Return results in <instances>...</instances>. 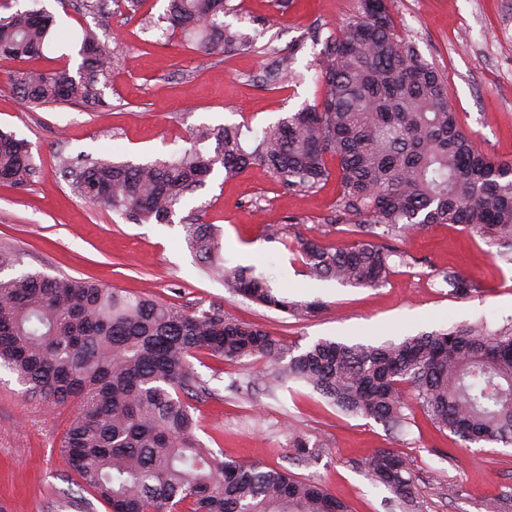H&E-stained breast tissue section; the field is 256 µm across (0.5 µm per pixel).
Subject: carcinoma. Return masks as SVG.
Here are the masks:
<instances>
[{"instance_id":"cac0c4a2","label":"carcinoma","mask_w":512,"mask_h":512,"mask_svg":"<svg viewBox=\"0 0 512 512\" xmlns=\"http://www.w3.org/2000/svg\"><path fill=\"white\" fill-rule=\"evenodd\" d=\"M226 0H168L154 22L201 54L249 44L224 23ZM55 19L40 10L0 16V57L42 54L57 46ZM302 43L276 60L288 78ZM77 75L62 67L10 77L34 104L103 107L110 48L83 30ZM326 91L314 106L265 128L251 147L233 125L198 126L178 158L133 164L77 156L64 163L77 196L133 224H169L176 209L214 171L224 178L262 165L298 191L328 180L336 160L337 207L363 221L360 239L328 248L299 237L293 246L307 276L343 285L387 281L393 252L367 237L405 236L430 224H460L512 255V161L479 150L448 103V86L416 48L397 39L387 0H359L357 13L324 42L317 58ZM215 140L214 153L198 144ZM33 171L28 144L0 132V182L21 184ZM188 247L206 269L243 297L294 317L322 309L271 287L251 268L224 266L221 233L186 225ZM256 358L268 383L297 379L353 416L398 432L416 402L433 423L468 442L512 443V326L476 323L374 346L319 339L289 348L257 325L213 307L188 312L119 288L41 272L0 277V365L30 397L53 410L72 404L60 454L111 512H348L322 485L288 472L224 457L197 438L194 402L204 385L192 360ZM371 479L415 510L414 482L395 450L368 461Z\"/></svg>"}]
</instances>
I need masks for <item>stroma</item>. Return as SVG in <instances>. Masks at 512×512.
<instances>
[{
    "instance_id": "stroma-1",
    "label": "stroma",
    "mask_w": 512,
    "mask_h": 512,
    "mask_svg": "<svg viewBox=\"0 0 512 512\" xmlns=\"http://www.w3.org/2000/svg\"><path fill=\"white\" fill-rule=\"evenodd\" d=\"M230 3L235 11L226 22L248 32L254 44L206 56L150 26L167 0H145L133 18L113 4L101 14L82 0L65 6L0 0L4 15L46 9L62 35L45 56L0 58V130L28 142L36 168L23 184L0 183V249L19 255L14 275L93 279L190 312L218 307L290 347L321 338L379 344L478 320L492 330L512 325V262L458 225L378 237L395 255L386 284L376 288L302 275L289 249L295 237H316L328 247L355 240L350 228L357 218L339 211L335 174L304 192L261 165L233 179L217 172L169 224H132L72 192L65 159L88 154L143 164L174 157L190 148L189 130L199 125H236L254 142L286 113L321 100L316 60L326 38L356 14L357 0ZM389 7L398 35L446 79L448 100L478 148L512 159V0H390ZM84 28L112 50L110 76L98 85L106 108L25 103L10 75L61 67L77 73L81 58L72 35ZM296 42L302 45L294 63L299 80L270 78L273 61ZM189 224L221 230L226 266L254 267L295 300H321L322 309L293 317L225 288L188 249ZM451 272L471 278L474 290L455 294L445 280ZM193 366L207 388L195 404L196 435L227 458L321 483L350 512H402L395 495L366 474L371 454L392 448L414 480L416 512H512V445L462 441L418 407L396 434L342 412L303 382L268 389L260 361L203 358ZM67 418L28 398L16 375L0 366V504L6 512H106L76 485L60 456ZM296 435L317 444L303 462L290 443Z\"/></svg>"
}]
</instances>
